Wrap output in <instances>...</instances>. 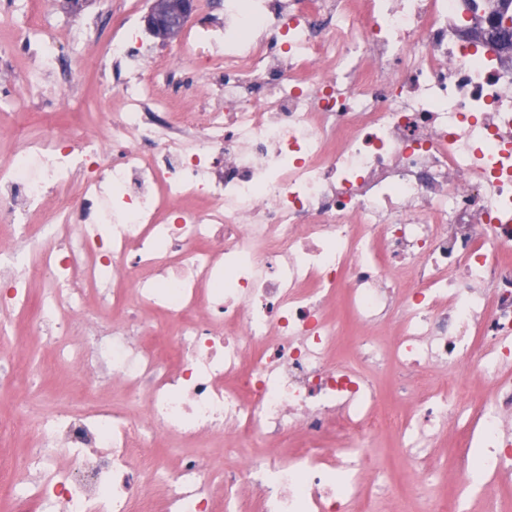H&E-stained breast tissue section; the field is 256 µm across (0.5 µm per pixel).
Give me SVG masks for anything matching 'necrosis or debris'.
<instances>
[{"mask_svg":"<svg viewBox=\"0 0 512 512\" xmlns=\"http://www.w3.org/2000/svg\"><path fill=\"white\" fill-rule=\"evenodd\" d=\"M499 0H202L201 78L138 34L106 54L104 133L0 163V321L52 338L127 402L38 411L0 457L13 512H347L366 447L456 427L448 512L512 482V46ZM40 224H33L34 216ZM41 278L32 301L27 284ZM112 311L101 319L100 308ZM82 322V342L71 340ZM350 364H335L339 343ZM468 365L481 393L454 374ZM409 379L383 396L385 368ZM271 444L245 467L155 448ZM67 460L59 469L58 460ZM35 433L31 431L28 434L14 432L11 435L0 438V456H17L30 448L34 441Z\"/></svg>","mask_w":512,"mask_h":512,"instance_id":"4bbe7bcc","label":"necrosis or debris"}]
</instances>
